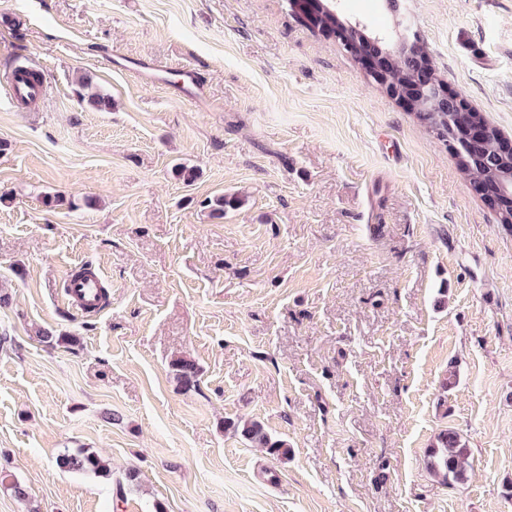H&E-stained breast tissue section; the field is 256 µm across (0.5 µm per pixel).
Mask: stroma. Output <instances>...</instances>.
Masks as SVG:
<instances>
[{"label": "stroma", "mask_w": 512, "mask_h": 512, "mask_svg": "<svg viewBox=\"0 0 512 512\" xmlns=\"http://www.w3.org/2000/svg\"><path fill=\"white\" fill-rule=\"evenodd\" d=\"M335 2L512 141V0ZM116 51L192 66L200 107ZM9 56L47 91H0V512H512V227L364 61L288 0H0ZM77 263L105 274L93 317ZM447 429L452 485L426 467ZM75 448L111 476L60 468ZM112 62L115 69L120 71H134L145 83L154 84L161 80V68L149 61L131 62L121 55H114ZM45 93V84L33 81L25 71L14 74L9 99L16 108H32L37 106ZM93 80L87 75L79 78V83L84 90H86L87 102L90 106L101 112H108L112 106V99L110 96L103 94L96 86L93 85ZM101 270L98 267L95 274H81L76 269H70L66 272V280L68 284L67 298L68 305L72 308L86 312V309L94 312L99 311L98 308L100 283L102 281ZM242 435L251 442H257L269 450L277 458H288L291 453L288 443L281 439H272L264 427L256 421L244 423L241 428ZM428 458L430 470L441 474L444 481L459 483L466 479L467 446L453 430H444Z\"/></svg>", "instance_id": "stroma-1"}]
</instances>
